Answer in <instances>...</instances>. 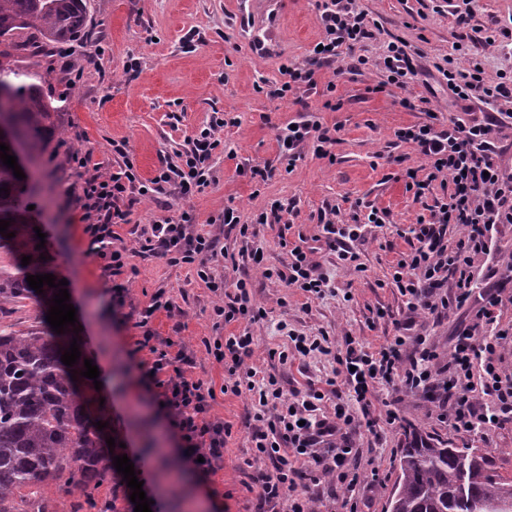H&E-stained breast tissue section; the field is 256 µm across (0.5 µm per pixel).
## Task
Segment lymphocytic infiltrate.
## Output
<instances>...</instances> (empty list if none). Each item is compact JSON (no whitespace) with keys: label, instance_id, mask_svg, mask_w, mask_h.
Here are the masks:
<instances>
[{"label":"lymphocytic infiltrate","instance_id":"1","mask_svg":"<svg viewBox=\"0 0 512 512\" xmlns=\"http://www.w3.org/2000/svg\"><path fill=\"white\" fill-rule=\"evenodd\" d=\"M324 31L321 49L302 63L284 64L283 83L277 90L284 97L316 86L317 69L336 63L341 51L355 52L373 35L374 19L359 10L356 0H324L319 16ZM417 53L401 40L388 42L381 66L387 84L405 87L421 73ZM455 103L479 101L488 106L483 118L449 119L438 125L426 123L401 132L414 144L428 174L413 182L415 200L432 190L438 177L448 179L449 192L435 199L430 217L412 229L415 244L397 261L392 282L405 297L408 316L395 324V335L387 345L371 351L351 346L345 355H333L326 335L302 336L288 330L287 336L301 356L315 353L334 356L333 375L323 386H308L284 392L274 376L246 366L254 352L251 332L214 337L206 350L222 362L226 376L224 391L248 393L251 402L250 458L263 462L262 470L251 473L247 487L256 493L255 512H314L322 483H334L347 493L363 486L366 476L357 462L354 434L361 427L377 424L368 397L375 383L401 381L410 391L424 392L436 408V418L459 436L488 438L490 431L512 423V374L502 368L503 349L512 342V323L503 324L501 307L505 281L477 287L474 263L477 257H492L497 250L499 227L512 224V172L497 162L500 152L494 133L512 119V77L488 74L481 60L438 66ZM223 115L211 118L208 127L188 137L186 149L177 160L162 161L156 175L141 179L135 159L126 144L115 145L120 160L108 174L89 178L83 188V220L89 247L102 262L105 275L112 277L109 290L113 306L123 307L128 290L121 277L130 268L126 250L114 248L116 225L129 221L131 208L141 196L174 195L188 198L202 193L214 181L210 160L220 147L217 136ZM336 127L313 119L297 120L279 135L280 154L287 165H295L307 144L319 156L329 157L336 143ZM194 217L164 215L142 229L140 249L157 252L174 265H196L197 275L218 293L222 303L216 317L254 324L267 316L254 304L245 279L213 281L206 267L215 254L217 237L194 232ZM460 234L449 241V226ZM359 224H337L322 220L319 240L354 271H363L359 256L349 244L361 237ZM311 246H294L291 260L277 278L286 287L308 297L335 295L329 275L314 258ZM468 310V324L457 328L455 345L447 363L425 336L413 328L418 313L447 315ZM180 315L173 297L157 291L139 310L136 341L138 350L148 351L145 376L154 404L159 405L179 438L183 461L203 477L224 467V446L232 434L230 425L211 414L215 391L195 377V353L181 339L155 335L150 326L157 311ZM352 392L358 405L350 411L340 405L344 392Z\"/></svg>","mask_w":512,"mask_h":512}]
</instances>
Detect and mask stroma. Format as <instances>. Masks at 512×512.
<instances>
[{
  "label": "stroma",
  "instance_id": "1",
  "mask_svg": "<svg viewBox=\"0 0 512 512\" xmlns=\"http://www.w3.org/2000/svg\"><path fill=\"white\" fill-rule=\"evenodd\" d=\"M280 2L279 10L265 15L276 30L275 46L266 55L255 52L240 23L242 0H89L87 42L75 45L73 54L63 55L57 48L39 59L41 69L52 72L45 91L57 110L40 168L50 193L35 200L31 223L46 235L43 253L49 273L68 282L69 302L81 327V356L102 372V387L95 396L107 412L103 434H117L130 447L149 449L148 467L156 476L159 495L170 500L171 512H212L217 502L223 512H253V495L243 473L249 396L221 394L224 365L206 352L203 339L250 329L256 346L247 366L273 374L288 391L330 377L333 354L345 353L348 342L376 349L390 341L395 321L406 312L404 297L391 283L392 266L411 249L409 227L427 214L424 204L415 202L406 189L405 171L420 168L421 159L414 145L397 133L427 122L432 111L444 120L459 115L435 69L451 54L458 65H465V57L455 53L456 45L477 55L488 73H512V54L484 41L492 21L512 20V0H472L474 17L465 28L456 25L452 14L462 0H450L439 10L433 0H358L378 24L359 50L364 65L338 76L320 69L316 89L281 99L274 95L283 80L281 64L309 57L323 30L318 22L320 0ZM396 38L421 50L426 73L403 89L384 86L379 66L388 42ZM98 43L106 48L101 58L94 55ZM133 58L141 61L139 71L127 69ZM331 81L336 88L330 92L326 85ZM305 110L323 124L337 126L334 157L316 156L309 144L303 159L289 171L279 159L277 136ZM216 112L229 123L219 133L223 145L211 161L215 181L203 193L173 199L171 212L192 213L198 232L218 237L222 253L209 263L212 276L249 278L267 318L251 326L241 320L217 323L214 308L221 299L199 279L195 266L173 265L159 254L141 253V229L161 214L149 197L141 198L129 223L116 229L114 245L126 249L136 273L127 283L124 307L113 309L112 281L104 275L101 260L89 254V237L83 232V174L111 171L118 159L112 145L124 141L139 176L154 177L161 161L182 152L187 136L206 127ZM76 154L89 156L85 172L75 168ZM254 166L271 168V177H252ZM358 200L387 210L388 222L368 225L355 245L364 271H353L336 254H317L334 281L335 296L310 299L277 278L264 277V269L287 264L289 247L299 236L319 234L322 213L338 224L364 217L363 208L352 207ZM275 203L288 209L283 223L257 224L255 237L246 241L217 222L229 204L248 223ZM251 248L262 253L261 265L248 256ZM160 290L173 296L182 315L175 320L157 312L152 328L163 337L179 333L194 349L195 376L218 390L212 413L232 427L223 470L203 483L192 476L171 483L178 441L166 419L155 415L139 384L137 364L150 356L135 349L141 334L135 326L136 312ZM465 320L462 310L441 318L423 313L415 330L444 356ZM282 322L309 336L328 334L332 355L298 357L285 364L270 360L269 350L281 351L290 344L278 330ZM372 410L380 417L394 411L399 421L388 425L380 420L355 438L361 463L372 464L381 479L380 485L360 490L361 512H387L400 475L401 450L415 434L452 448L479 450L490 475L512 477V424L497 429L487 443L453 436L436 420L430 401L397 385L375 386Z\"/></svg>",
  "mask_w": 512,
  "mask_h": 512
}]
</instances>
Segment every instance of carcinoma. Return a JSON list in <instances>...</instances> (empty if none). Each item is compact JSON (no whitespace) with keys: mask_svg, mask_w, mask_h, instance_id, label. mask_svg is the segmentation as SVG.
Here are the masks:
<instances>
[{"mask_svg":"<svg viewBox=\"0 0 512 512\" xmlns=\"http://www.w3.org/2000/svg\"><path fill=\"white\" fill-rule=\"evenodd\" d=\"M88 0H0V57L8 48L31 49V56L55 44L83 42L88 33ZM29 34L22 44L14 38ZM48 74L0 66V92L8 95L11 120L29 159L46 147L52 112L46 98ZM0 219H14L0 234V249L13 257L0 267V309L29 300L52 304L58 289L43 286L38 294L27 276L43 269L40 252L28 241L27 200L39 192L37 182L17 179L0 162ZM28 265H21L24 256ZM66 334H57L46 317L19 330L0 328V512H56L54 501L39 488L47 480L68 476L70 492L84 497L85 512H105L95 496L109 480L107 449L95 423L104 420L81 385V363L69 367L61 355L69 349ZM400 475L388 500V512H512V480L487 473L482 455L414 438L401 451Z\"/></svg>","mask_w":512,"mask_h":512,"instance_id":"carcinoma-1","label":"carcinoma"}]
</instances>
